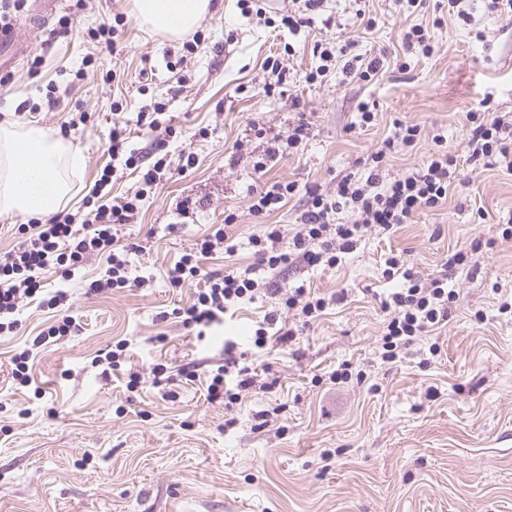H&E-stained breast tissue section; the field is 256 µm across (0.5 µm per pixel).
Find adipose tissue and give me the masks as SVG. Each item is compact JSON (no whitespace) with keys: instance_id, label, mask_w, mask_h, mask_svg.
<instances>
[{"instance_id":"obj_1","label":"adipose tissue","mask_w":512,"mask_h":512,"mask_svg":"<svg viewBox=\"0 0 512 512\" xmlns=\"http://www.w3.org/2000/svg\"><path fill=\"white\" fill-rule=\"evenodd\" d=\"M142 24L179 36L193 30L210 12L211 0H133ZM80 152L36 125L0 123V214L45 220L70 194L62 168H79Z\"/></svg>"}]
</instances>
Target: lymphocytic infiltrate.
I'll return each mask as SVG.
<instances>
[{"label":"lymphocytic infiltrate","mask_w":512,"mask_h":512,"mask_svg":"<svg viewBox=\"0 0 512 512\" xmlns=\"http://www.w3.org/2000/svg\"><path fill=\"white\" fill-rule=\"evenodd\" d=\"M317 63L305 75L306 83L321 81L332 70L354 74L358 80L371 81L384 67L383 56L365 57L359 54L339 59L335 48L314 46ZM164 106L147 101L136 115L139 126L156 131L158 117ZM470 138L468 160L473 165L512 166V119L478 110L468 115ZM422 138L417 124L396 123L392 137L383 141L378 150L365 162L364 178L351 175L339 178L332 192L306 189L305 209L297 219L294 234H287L278 224L266 225L251 238L257 258L255 266L242 271L202 274L201 262L216 251L233 252L235 245L230 228L237 222L233 211H225L224 222L213 225L197 237L188 251L165 272L170 287L180 288L194 280H202L192 302L175 309L174 315L182 325L197 337H205L208 330L221 324L227 312L246 301L274 298L277 310L265 315L253 334V345L263 350L274 342L294 341V329L278 327L281 311L294 312L303 324L318 320L332 299L311 289L298 286L282 290L273 280L282 268L293 262L310 267L335 266L343 255L352 253L368 231L388 234L401 224L410 223L420 212L442 205L449 188L458 179L457 158L445 150L443 135H434L436 148L418 167L398 178L385 174L389 155L400 149L415 147ZM109 152L113 160L137 171L139 188L132 193L113 197L110 203L99 205L92 220L77 222L74 214L58 212L41 224H21L17 227L19 243L0 253V335L15 332L17 316L23 307L38 302L40 307L57 311L58 319L33 338L14 357L13 379L20 386H29V363L49 340L70 335L78 324L69 313L68 293L64 289L49 292L43 286V276L53 267H62L71 274L82 267L93 254L104 255L107 277L92 281L93 291L149 285L146 276L130 277L132 247L116 241L118 226L130 223L139 209L142 197L156 187L165 175L169 163V142L158 135L147 156H140L130 145L128 124L115 120L110 132ZM496 240L474 239L469 248L457 252L442 264L433 277L422 278L409 267L402 254H390L383 275L387 279H401L400 287L383 299L382 307L389 319L381 337V357L384 361L397 360L410 343L419 336L447 325L457 299L455 289L448 281L455 267L477 264ZM233 343H225L226 357L222 364L206 375L209 401L237 402L240 394L256 378L251 368L233 357Z\"/></svg>","instance_id":"obj_1"}]
</instances>
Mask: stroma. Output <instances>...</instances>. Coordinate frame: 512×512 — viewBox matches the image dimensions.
Masks as SVG:
<instances>
[{"label":"stroma","mask_w":512,"mask_h":512,"mask_svg":"<svg viewBox=\"0 0 512 512\" xmlns=\"http://www.w3.org/2000/svg\"><path fill=\"white\" fill-rule=\"evenodd\" d=\"M438 0H423L410 15L395 0H369L372 28L354 27L357 0H324L309 34H291L272 21L285 12L266 0L262 15L243 13L238 0H214L199 23V52L181 58V38L142 26L131 0H62L69 34L51 38L56 19L13 23L25 56L0 86V118L36 124L79 149L83 163L68 172L67 211L88 214L84 202L108 153L112 110L135 119L142 100L164 103L161 124H172V176L141 203L132 223L119 226L120 244L139 243L132 276L153 275L150 287L94 294L104 276L103 256H91L70 278L45 273L49 288L66 287L80 327L49 342L34 360V387L12 379L13 357L55 319L31 304L22 327L0 338V512H512V171L472 169L467 162L469 112L488 107L512 113V16L483 17L466 26L456 18L432 20ZM122 15L125 32L116 51L91 40L100 23ZM431 26L432 55L405 54L402 33L412 23ZM356 34L361 54H384L382 76L365 83L333 72L308 85L314 43L338 48ZM39 70H32L35 57ZM152 73H143L144 57ZM288 67V87L300 99L262 91L271 75L266 58ZM82 79H75L76 70ZM56 105H49L47 85ZM375 103V123L359 127L357 104ZM311 124L309 139L266 173L238 158L235 144L263 147L266 136L287 135L297 112ZM87 113L85 122L75 119ZM420 125L426 137L387 163L397 178L433 151L444 135L460 161L462 190L389 236L368 231L335 267L284 268L279 286L304 284L343 301L303 328L288 347L251 349L249 337L272 300L243 304L222 326L198 339L162 312L191 303L195 284L169 287L164 272L210 225L235 211L236 250L203 261V272L243 270L255 262L250 239L265 224L293 231L305 188L333 191L339 176L362 173L361 162L394 133L395 121ZM197 164L183 170V152ZM269 180L295 182L299 194L262 218L250 214V192ZM478 237L497 246L477 266L456 270L459 299L448 323L415 339L399 361H382L379 339L390 284L384 259L403 253L431 277L452 253ZM234 338L256 368H270L277 383L252 387L239 403L207 400L205 372L224 360ZM131 343V367L143 382L125 388V375L102 378L91 359L118 340ZM438 354H430L432 344ZM356 378L333 384L342 363ZM172 375L170 390L153 384L154 368ZM197 372L186 380V372Z\"/></svg>","instance_id":"1"}]
</instances>
